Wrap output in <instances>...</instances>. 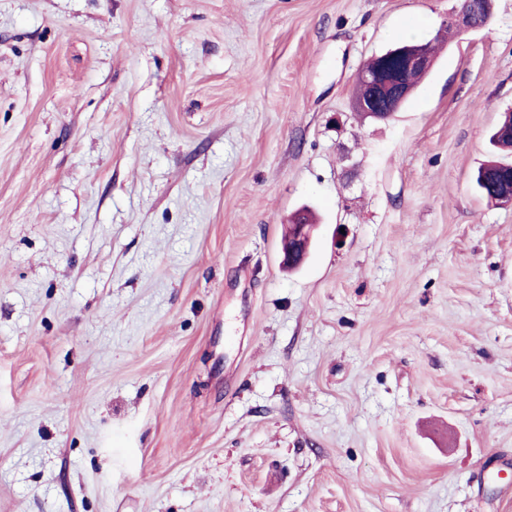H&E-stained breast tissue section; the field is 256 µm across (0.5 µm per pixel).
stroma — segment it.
I'll use <instances>...</instances> for the list:
<instances>
[{
	"mask_svg": "<svg viewBox=\"0 0 512 512\" xmlns=\"http://www.w3.org/2000/svg\"><path fill=\"white\" fill-rule=\"evenodd\" d=\"M460 8L0 0V512H512V0L352 99ZM422 44L415 41H400L397 45L404 47L392 46L381 54L384 60L392 64L390 69L372 73L367 72L364 67L359 72L358 77L372 85L373 94L369 97L371 88L356 81L354 99L369 97L366 100L355 102L358 110L369 113L378 119H386L394 112L399 111L412 93L409 84L405 81L406 74L414 70H422L426 74L434 65V52L431 50V44L427 51L415 50L420 49ZM425 74L417 71L410 75V84L414 89ZM363 112L362 114L366 118H371ZM510 112L511 117L507 113L502 115L498 126L491 136L493 145L503 153L504 157L501 160L490 162L488 165L480 168L477 173L476 188L481 196L490 202L493 201V192L489 184L482 181V174L495 177L498 181L512 178V162L508 160V156L512 154V138L504 139L503 135L505 130L512 129V111ZM314 224H309L303 219L295 224H288L283 244L282 263L289 268L300 266L307 257L312 239Z\"/></svg>",
	"mask_w": 512,
	"mask_h": 512,
	"instance_id": "obj_1",
	"label": "stroma"
}]
</instances>
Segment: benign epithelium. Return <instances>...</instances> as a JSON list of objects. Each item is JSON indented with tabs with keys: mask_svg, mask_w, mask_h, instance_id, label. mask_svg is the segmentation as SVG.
I'll list each match as a JSON object with an SVG mask.
<instances>
[{
	"mask_svg": "<svg viewBox=\"0 0 512 512\" xmlns=\"http://www.w3.org/2000/svg\"><path fill=\"white\" fill-rule=\"evenodd\" d=\"M494 0H463L459 13L448 17V26L456 31L483 27L491 18ZM392 67L385 71L361 70L358 77L373 87V94L356 102L357 109L378 119H386L399 111L412 90L405 81L414 70L429 72L434 65L433 50H415L393 46L381 54ZM314 225L298 220L288 225L282 244V263L289 268L300 266L307 257Z\"/></svg>",
	"mask_w": 512,
	"mask_h": 512,
	"instance_id": "benign-epithelium-1",
	"label": "benign epithelium"
}]
</instances>
